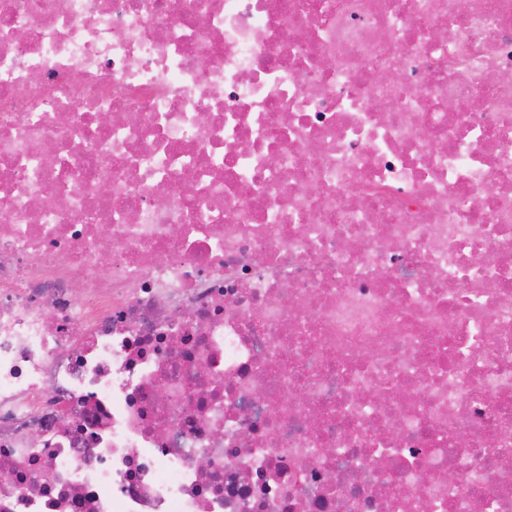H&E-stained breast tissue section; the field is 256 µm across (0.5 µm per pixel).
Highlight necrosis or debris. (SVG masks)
<instances>
[{
    "mask_svg": "<svg viewBox=\"0 0 512 512\" xmlns=\"http://www.w3.org/2000/svg\"><path fill=\"white\" fill-rule=\"evenodd\" d=\"M0 512H512V0H0Z\"/></svg>",
    "mask_w": 512,
    "mask_h": 512,
    "instance_id": "obj_1",
    "label": "necrosis or debris"
}]
</instances>
